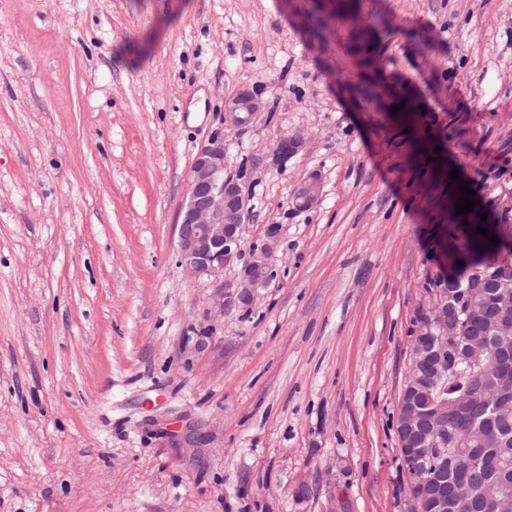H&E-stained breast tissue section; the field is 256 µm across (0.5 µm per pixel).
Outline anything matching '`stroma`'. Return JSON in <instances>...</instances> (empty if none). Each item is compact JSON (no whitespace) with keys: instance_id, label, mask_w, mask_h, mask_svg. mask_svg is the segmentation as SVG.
<instances>
[{"instance_id":"35a3bbf8","label":"stroma","mask_w":512,"mask_h":512,"mask_svg":"<svg viewBox=\"0 0 512 512\" xmlns=\"http://www.w3.org/2000/svg\"><path fill=\"white\" fill-rule=\"evenodd\" d=\"M219 127L277 277L200 350L176 222ZM482 218L512 238V0H0V512H406L413 323ZM261 91L257 88H244L224 103V123L230 127H240L249 124L252 119L264 109ZM279 147H276L272 151V163L273 165L280 166L288 158L295 156L304 145V137L301 134H294L286 136L280 139ZM322 193V178L320 173H309L296 187L291 198L290 206L295 211H308L319 202Z\"/></svg>"}]
</instances>
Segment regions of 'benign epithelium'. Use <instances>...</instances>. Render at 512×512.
<instances>
[{"label": "benign epithelium", "mask_w": 512, "mask_h": 512, "mask_svg": "<svg viewBox=\"0 0 512 512\" xmlns=\"http://www.w3.org/2000/svg\"><path fill=\"white\" fill-rule=\"evenodd\" d=\"M263 109L261 91L244 88L225 101L222 122L230 127L245 126ZM303 145L300 134L281 138L272 151V163L282 165ZM321 193V175L313 171L294 190L290 206L295 211H308L317 205ZM249 202L246 180L226 168L224 129L219 128L192 161L185 203L176 224L177 263L195 276L207 278L219 316L252 307L258 290L275 277L272 231L243 265L239 281L232 286L224 284V266L241 257L239 242L250 215ZM511 282L505 276H493L472 279L462 288L443 284L436 289L433 303L418 311L408 370L393 416L400 448L410 451L413 466L424 474L419 482L409 479L408 512H458L463 508L458 493L471 482L473 473L459 469L450 483L429 474L434 456L451 452L459 436L448 428V408L434 401H420L417 389L422 385L437 387L463 362L491 357L492 337L487 335V324L493 319L505 326L512 320V303L508 301Z\"/></svg>", "instance_id": "obj_1"}]
</instances>
